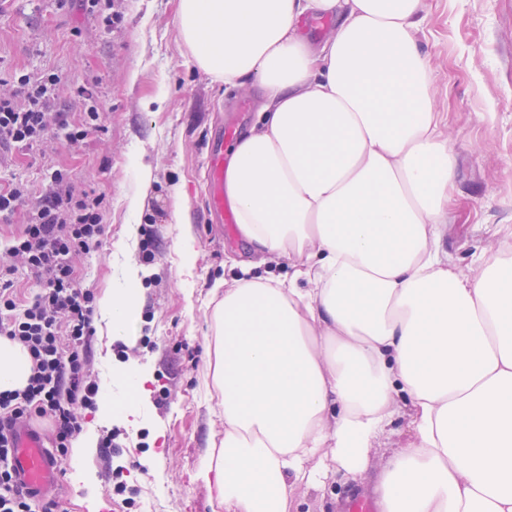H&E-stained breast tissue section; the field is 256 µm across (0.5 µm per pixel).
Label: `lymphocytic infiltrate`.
I'll return each instance as SVG.
<instances>
[{
  "label": "lymphocytic infiltrate",
  "instance_id": "lymphocytic-infiltrate-1",
  "mask_svg": "<svg viewBox=\"0 0 512 512\" xmlns=\"http://www.w3.org/2000/svg\"><path fill=\"white\" fill-rule=\"evenodd\" d=\"M18 84L19 97L0 96V147H32L53 123L74 145L98 130L97 110L77 126L55 111L54 76L23 74ZM104 231L101 199L75 194L68 172L56 169L8 247L39 280L25 307L16 304L13 267L0 265V336L23 345L32 362L24 389L0 393V512H59L60 500L35 499L18 483L11 465L15 432L34 419L49 420L52 449L61 458L83 430L82 410L97 406L100 386L89 368L95 296L78 285L72 259L96 251Z\"/></svg>",
  "mask_w": 512,
  "mask_h": 512
}]
</instances>
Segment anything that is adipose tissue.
<instances>
[{
	"instance_id": "ef3b65f1",
	"label": "adipose tissue",
	"mask_w": 512,
	"mask_h": 512,
	"mask_svg": "<svg viewBox=\"0 0 512 512\" xmlns=\"http://www.w3.org/2000/svg\"><path fill=\"white\" fill-rule=\"evenodd\" d=\"M421 0H178L196 67L264 101L224 195L253 249L216 281L209 369L224 438L197 477L224 512L367 471L407 402L413 436L374 480L379 512H512V260L449 269L456 157L414 31ZM335 17L321 46L302 33ZM284 260L288 276L259 275ZM27 350L0 337V392Z\"/></svg>"
}]
</instances>
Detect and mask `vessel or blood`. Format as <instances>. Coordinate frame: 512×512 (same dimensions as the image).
Instances as JSON below:
<instances>
[{"instance_id": "obj_1", "label": "vessel or blood", "mask_w": 512, "mask_h": 512, "mask_svg": "<svg viewBox=\"0 0 512 512\" xmlns=\"http://www.w3.org/2000/svg\"><path fill=\"white\" fill-rule=\"evenodd\" d=\"M209 210L218 221L234 223L235 216L224 200V144L216 142L208 157ZM12 465L19 483L37 495L54 489L60 479V462L47 448L43 435L33 429L17 431Z\"/></svg>"}]
</instances>
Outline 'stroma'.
Listing matches in <instances>:
<instances>
[{"mask_svg":"<svg viewBox=\"0 0 512 512\" xmlns=\"http://www.w3.org/2000/svg\"><path fill=\"white\" fill-rule=\"evenodd\" d=\"M123 18L107 27L78 0H0V94L18 92L20 74L58 80L56 108L78 123L88 106L100 112L98 131L69 146L51 129L33 149H0V189L39 196L50 172L67 169L76 191L103 200L101 247L74 257L83 287L103 302L126 285L136 267L139 309L120 335L95 311L90 368L104 398L124 393L122 374L149 373V393L133 414L117 419L98 406L84 427L120 430L119 446L81 451L99 512H224L197 479L205 448L224 438L220 399L208 386L212 294L215 280L233 277L228 258H247L239 235L208 215V151L215 133L244 134L261 98L257 84L231 90L195 70L177 38V0H120ZM424 22L415 38L432 75L431 93L443 131L456 154L448 201V232L440 243L449 269L471 274L477 257L512 243V0H421ZM92 88L93 100L79 96ZM154 181L142 208L131 201L140 168ZM181 188L199 256L185 273L171 223V198ZM152 225L154 260L139 249ZM409 410L400 407L390 431L373 443L369 475L410 439ZM124 466L129 496L113 493L110 473ZM369 483L335 475L324 489L301 487L297 512H348L351 500L372 496Z\"/></svg>","mask_w":512,"mask_h":512,"instance_id":"35a3bbf8","label":"stroma"}]
</instances>
